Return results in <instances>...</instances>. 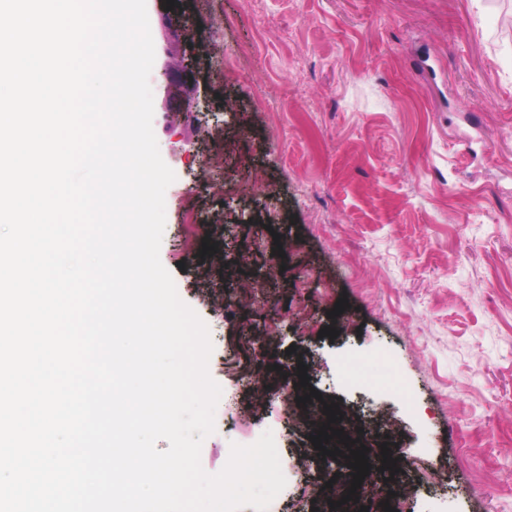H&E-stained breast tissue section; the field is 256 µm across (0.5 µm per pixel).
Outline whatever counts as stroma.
Instances as JSON below:
<instances>
[{
  "label": "stroma",
  "mask_w": 512,
  "mask_h": 512,
  "mask_svg": "<svg viewBox=\"0 0 512 512\" xmlns=\"http://www.w3.org/2000/svg\"><path fill=\"white\" fill-rule=\"evenodd\" d=\"M147 10L153 130L176 176L160 260L208 327L222 388L203 469L269 430L287 479L273 512H332L316 485L342 465L280 399V368L303 364L373 457L396 423L404 512H512V0ZM172 17L189 18L185 37ZM185 57L206 114L168 96ZM259 272L271 294L253 292ZM355 358L376 386L350 381ZM259 369L261 400L242 384Z\"/></svg>",
  "instance_id": "obj_1"
}]
</instances>
